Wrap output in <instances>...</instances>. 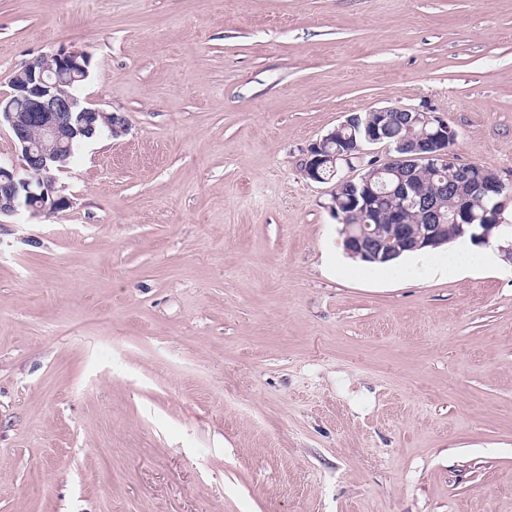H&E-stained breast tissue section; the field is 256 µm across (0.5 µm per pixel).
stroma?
<instances>
[{
	"label": "stroma",
	"mask_w": 512,
	"mask_h": 512,
	"mask_svg": "<svg viewBox=\"0 0 512 512\" xmlns=\"http://www.w3.org/2000/svg\"><path fill=\"white\" fill-rule=\"evenodd\" d=\"M126 113L0 218V512H512V264L342 253L304 149L427 105L512 175V0H0V98Z\"/></svg>",
	"instance_id": "stroma-1"
}]
</instances>
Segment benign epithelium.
I'll return each mask as SVG.
<instances>
[{
	"instance_id": "obj_1",
	"label": "benign epithelium",
	"mask_w": 512,
	"mask_h": 512,
	"mask_svg": "<svg viewBox=\"0 0 512 512\" xmlns=\"http://www.w3.org/2000/svg\"><path fill=\"white\" fill-rule=\"evenodd\" d=\"M89 55L83 51H59L29 60L14 76L12 92L0 98V126L9 128L21 153L24 170L44 174L34 182L18 175L16 170L0 164V216H13L23 210L32 215L65 208L70 200L57 186L54 171L61 170L79 146L107 131L113 137L125 134L130 127L122 112H107L81 101L64 90L88 77ZM404 113L408 136L396 142L386 139V128ZM343 129L351 130L344 149L331 153L327 147ZM456 131L448 121L421 106H384L371 110L362 121L358 113L348 115L336 128L304 151L300 167L313 182H326L325 173L338 178V184L359 194L362 206L358 213L369 216L370 202L385 193L393 200L394 209L389 232L381 236L369 224H357L346 231L344 250L350 256L371 261H387L403 250L434 248L446 241L448 225L458 226L459 235L467 233L469 196L496 200L493 222L485 223L470 233L478 245L491 242L492 231L504 234L500 213L512 204V179L473 183V163L462 164L453 152ZM384 145L392 155L372 173L373 161L366 160L371 147ZM429 166L449 169L454 178L440 186L438 194L425 195L414 175L417 168ZM396 181L387 184L384 176ZM417 211L419 225L402 221V210Z\"/></svg>"
}]
</instances>
